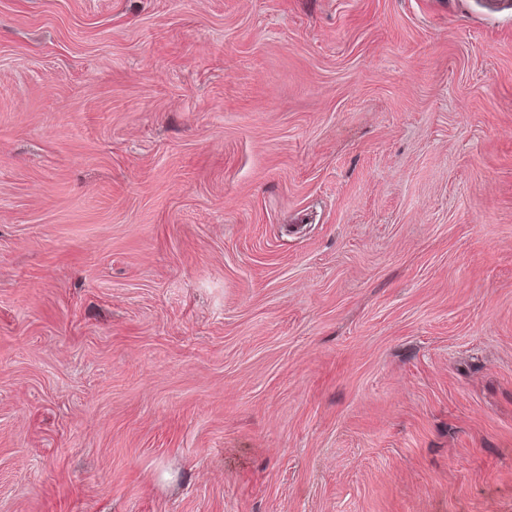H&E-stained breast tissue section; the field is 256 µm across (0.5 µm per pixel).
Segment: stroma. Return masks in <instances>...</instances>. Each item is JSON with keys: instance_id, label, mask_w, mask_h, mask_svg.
<instances>
[{"instance_id": "obj_1", "label": "stroma", "mask_w": 512, "mask_h": 512, "mask_svg": "<svg viewBox=\"0 0 512 512\" xmlns=\"http://www.w3.org/2000/svg\"><path fill=\"white\" fill-rule=\"evenodd\" d=\"M0 512H512V0H0Z\"/></svg>"}]
</instances>
